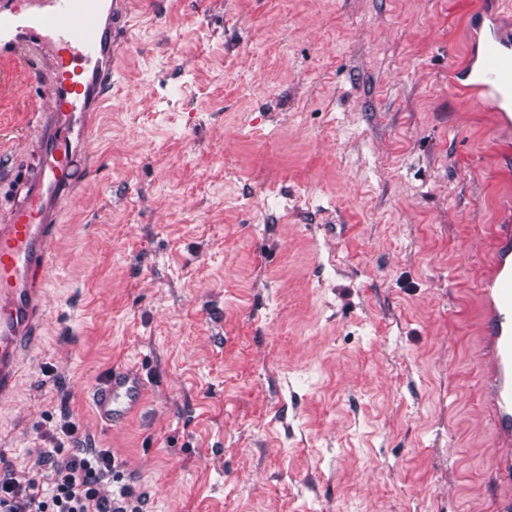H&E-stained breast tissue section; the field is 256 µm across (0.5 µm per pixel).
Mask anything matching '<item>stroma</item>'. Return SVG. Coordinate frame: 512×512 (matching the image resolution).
Instances as JSON below:
<instances>
[{"mask_svg":"<svg viewBox=\"0 0 512 512\" xmlns=\"http://www.w3.org/2000/svg\"><path fill=\"white\" fill-rule=\"evenodd\" d=\"M512 0H126L0 466L63 418L143 512H493L477 290L512 133L453 75ZM34 60L0 62V176ZM142 408L103 426L104 371ZM145 395L142 375L136 370L116 366L100 379L93 394L94 407L99 420L112 427L139 411Z\"/></svg>","mask_w":512,"mask_h":512,"instance_id":"1","label":"stroma"}]
</instances>
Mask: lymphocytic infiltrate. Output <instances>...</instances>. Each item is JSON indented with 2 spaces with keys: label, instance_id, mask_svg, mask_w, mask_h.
I'll return each mask as SVG.
<instances>
[{
  "label": "lymphocytic infiltrate",
  "instance_id": "f902f5d3",
  "mask_svg": "<svg viewBox=\"0 0 512 512\" xmlns=\"http://www.w3.org/2000/svg\"><path fill=\"white\" fill-rule=\"evenodd\" d=\"M63 450L69 453L68 462L54 464L55 452ZM35 465L48 471V480L21 482L10 472H0V512H142L143 498L131 484H119L117 495H102L104 485L119 483L110 450H68L59 443L42 454Z\"/></svg>",
  "mask_w": 512,
  "mask_h": 512
}]
</instances>
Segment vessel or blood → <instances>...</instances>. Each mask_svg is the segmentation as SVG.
Listing matches in <instances>:
<instances>
[{"mask_svg": "<svg viewBox=\"0 0 512 512\" xmlns=\"http://www.w3.org/2000/svg\"><path fill=\"white\" fill-rule=\"evenodd\" d=\"M121 12V0H0V57L34 49L48 103L34 115L33 161L22 178L11 180L12 200L0 210V401L16 393L21 356L43 321L58 204L78 176L91 117L112 76V21ZM459 80L493 105L502 130H512L511 38L491 27ZM483 303L484 394L502 448L495 473L505 487L496 512H512L511 227L498 236ZM145 395L142 375L116 366L100 379L94 407L109 426L139 411Z\"/></svg>", "mask_w": 512, "mask_h": 512, "instance_id": "vessel-or-blood-1", "label": "vessel or blood"}]
</instances>
